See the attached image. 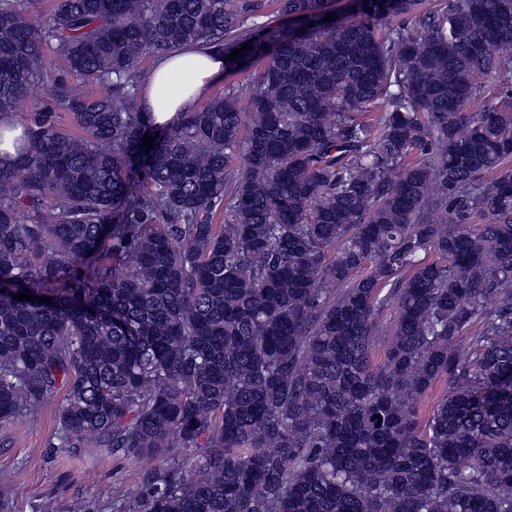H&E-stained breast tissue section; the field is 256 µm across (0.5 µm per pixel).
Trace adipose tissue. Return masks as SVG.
I'll use <instances>...</instances> for the list:
<instances>
[{"label": "adipose tissue", "instance_id": "adipose-tissue-1", "mask_svg": "<svg viewBox=\"0 0 512 512\" xmlns=\"http://www.w3.org/2000/svg\"><path fill=\"white\" fill-rule=\"evenodd\" d=\"M224 75V53L187 46L156 59L141 96L142 110L156 125L173 123L205 100Z\"/></svg>", "mask_w": 512, "mask_h": 512}]
</instances>
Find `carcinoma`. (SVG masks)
<instances>
[{"label": "carcinoma", "instance_id": "1", "mask_svg": "<svg viewBox=\"0 0 512 512\" xmlns=\"http://www.w3.org/2000/svg\"><path fill=\"white\" fill-rule=\"evenodd\" d=\"M39 2L0 0L1 116L63 62L0 162V421L65 385L61 447L150 464L115 512H512V0ZM186 45L267 64L152 126Z\"/></svg>", "mask_w": 512, "mask_h": 512}]
</instances>
